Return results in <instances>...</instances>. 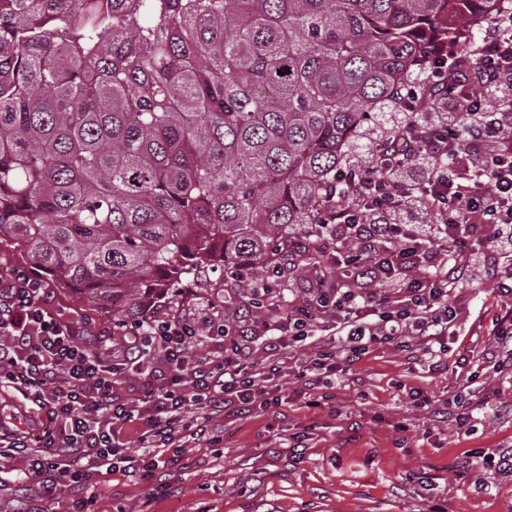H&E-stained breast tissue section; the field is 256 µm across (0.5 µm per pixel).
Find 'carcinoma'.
I'll list each match as a JSON object with an SVG mask.
<instances>
[{
    "instance_id": "obj_1",
    "label": "carcinoma",
    "mask_w": 512,
    "mask_h": 512,
    "mask_svg": "<svg viewBox=\"0 0 512 512\" xmlns=\"http://www.w3.org/2000/svg\"><path fill=\"white\" fill-rule=\"evenodd\" d=\"M499 9L0 0V252L130 316L205 265L260 282V250L336 204L371 112Z\"/></svg>"
}]
</instances>
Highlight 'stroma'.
<instances>
[{
  "label": "stroma",
  "mask_w": 512,
  "mask_h": 512,
  "mask_svg": "<svg viewBox=\"0 0 512 512\" xmlns=\"http://www.w3.org/2000/svg\"><path fill=\"white\" fill-rule=\"evenodd\" d=\"M511 277L503 263L456 290L457 334L442 342V366L421 352L377 345L326 373L309 408L294 378L309 352L295 349L275 374L282 405L224 419L220 457L185 449L188 468L175 477L173 496L148 501L145 487L114 474L98 487L94 512H429L440 502L449 512H512V473L479 484L450 470L466 450L512 446V370L476 376L470 435L433 417L454 410L476 375L473 340L491 337L500 311L512 306L497 289ZM320 280L354 285L342 267L313 263L270 285L285 308L306 300ZM226 286L223 266L208 265L183 276L167 299L198 310L201 296H223ZM413 388L434 396V410L414 407ZM292 434L304 443L294 455L284 447Z\"/></svg>",
  "instance_id": "stroma-1"
}]
</instances>
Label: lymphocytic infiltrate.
I'll return each instance as SVG.
<instances>
[{
	"label": "lymphocytic infiltrate",
	"instance_id": "lymphocytic-infiltrate-1",
	"mask_svg": "<svg viewBox=\"0 0 512 512\" xmlns=\"http://www.w3.org/2000/svg\"><path fill=\"white\" fill-rule=\"evenodd\" d=\"M468 56L465 67L430 49L423 66L432 99L452 97L454 111L421 121L422 100L410 90L407 123L346 182L355 205L326 209L314 230L261 256L278 278L305 256L341 257L366 287L322 285L287 313L271 302L235 329L199 322L181 305L94 329L59 308L28 267L0 270V395L8 398L0 404V498L9 504L32 490L42 500L67 498L68 512H89L116 472L151 499L172 496L183 449L215 446L224 433L217 418L280 405L269 376L250 365L256 343L279 364L308 345L296 380L311 392L323 372L353 365L374 345L407 352L454 335L452 293L512 258V11L498 12ZM424 160L427 174L413 178ZM410 210L422 223L404 220ZM393 281L397 289L387 291ZM206 338L220 349L201 350ZM481 355L494 371L512 366V308L497 317ZM127 377L137 380V399L122 389Z\"/></svg>",
	"mask_w": 512,
	"mask_h": 512
}]
</instances>
